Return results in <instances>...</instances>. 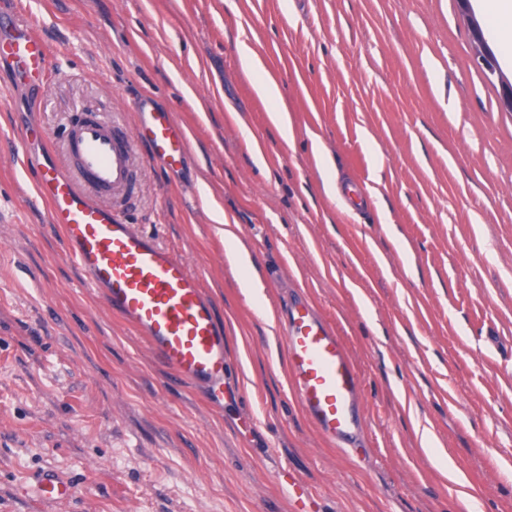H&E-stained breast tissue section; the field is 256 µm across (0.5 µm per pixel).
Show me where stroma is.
<instances>
[{
	"mask_svg": "<svg viewBox=\"0 0 512 512\" xmlns=\"http://www.w3.org/2000/svg\"><path fill=\"white\" fill-rule=\"evenodd\" d=\"M21 2L55 69L35 104L0 70V512H291L285 468L312 512H512V112L457 0ZM142 94L190 154L173 174L136 147L129 214L214 303L233 364L220 406L83 285L29 199L28 125L56 143L80 112L131 121ZM328 162L372 200L327 196ZM297 291L358 369L356 452L291 389L279 316ZM44 468L69 502L17 493Z\"/></svg>",
	"mask_w": 512,
	"mask_h": 512,
	"instance_id": "stroma-1",
	"label": "stroma"
}]
</instances>
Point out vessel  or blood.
Here are the masks:
<instances>
[{
    "label": "vessel or blood",
    "mask_w": 512,
    "mask_h": 512,
    "mask_svg": "<svg viewBox=\"0 0 512 512\" xmlns=\"http://www.w3.org/2000/svg\"><path fill=\"white\" fill-rule=\"evenodd\" d=\"M38 26L36 18L17 19L0 0V66L34 99L54 69ZM132 112L128 127L97 112L80 113L60 151H32L44 133L39 126L26 127L21 149L34 198L47 204L50 223L60 225L65 255L85 286L146 341L175 378L215 396L224 390L229 361L213 301L184 257L129 224L124 214L139 191L133 142L146 145L150 162L176 171L189 152V137L151 97H138ZM281 334L305 415L323 439L354 447L363 434L361 379L342 337L302 297L289 302ZM283 482L292 512H309L304 482L289 473ZM72 493L50 470L38 476L34 490L45 505Z\"/></svg>",
    "instance_id": "vessel-or-blood-1"
}]
</instances>
